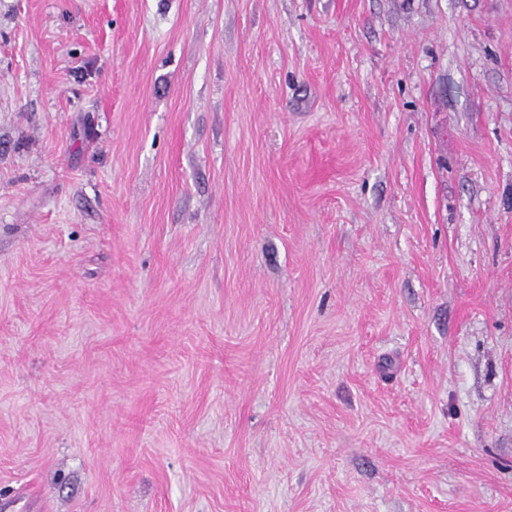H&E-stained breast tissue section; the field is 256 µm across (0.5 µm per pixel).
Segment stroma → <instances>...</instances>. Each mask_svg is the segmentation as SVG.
<instances>
[{
    "mask_svg": "<svg viewBox=\"0 0 512 512\" xmlns=\"http://www.w3.org/2000/svg\"><path fill=\"white\" fill-rule=\"evenodd\" d=\"M0 512H512V0H0Z\"/></svg>",
    "mask_w": 512,
    "mask_h": 512,
    "instance_id": "obj_1",
    "label": "stroma"
}]
</instances>
